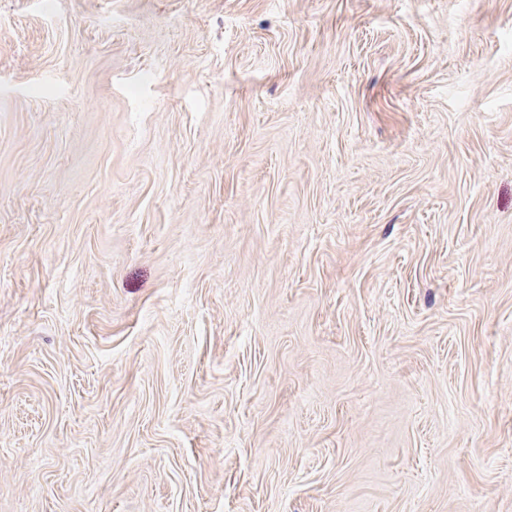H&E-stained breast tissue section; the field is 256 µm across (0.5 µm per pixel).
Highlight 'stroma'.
Returning a JSON list of instances; mask_svg holds the SVG:
<instances>
[{
  "label": "stroma",
  "mask_w": 512,
  "mask_h": 512,
  "mask_svg": "<svg viewBox=\"0 0 512 512\" xmlns=\"http://www.w3.org/2000/svg\"><path fill=\"white\" fill-rule=\"evenodd\" d=\"M0 512H512V0H0Z\"/></svg>",
  "instance_id": "obj_1"
}]
</instances>
